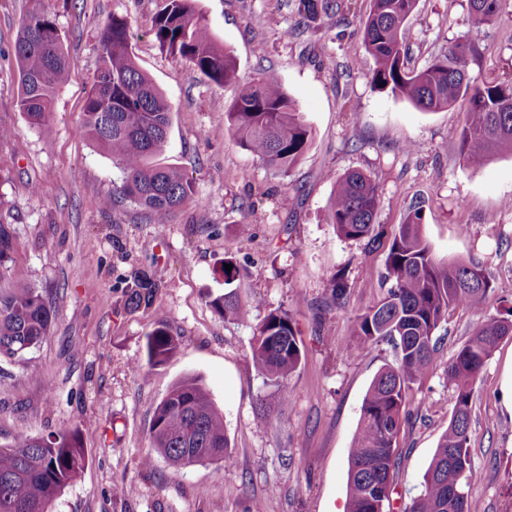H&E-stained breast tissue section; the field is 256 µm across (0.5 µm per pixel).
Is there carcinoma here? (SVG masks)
<instances>
[{
  "instance_id": "obj_1",
  "label": "carcinoma",
  "mask_w": 512,
  "mask_h": 512,
  "mask_svg": "<svg viewBox=\"0 0 512 512\" xmlns=\"http://www.w3.org/2000/svg\"><path fill=\"white\" fill-rule=\"evenodd\" d=\"M195 2L166 0L152 20V35L161 48L191 63L210 81L235 88L227 133L276 174L288 175L311 144V127L275 72L265 71L240 84L236 58L217 42ZM501 2L470 0L474 24L496 21ZM416 6L417 0H371L362 44L374 61L372 82L428 111L468 99L460 137V152L467 166H483L494 152H512V79L481 83L473 79L469 64L477 48L469 39L455 41L421 70L406 67L403 34ZM342 8L343 0H298L297 28H306L323 16L332 18ZM98 44L99 64L83 108L84 132L121 169L120 198L146 210L162 231L195 197L193 183L180 169L152 162L166 143L170 106L137 66L125 17L112 14L99 30ZM14 57L17 108L30 127L41 128L54 112L73 64L55 19L39 12L26 14L20 22ZM378 204L373 180L360 171H349L336 179L327 223L340 237L365 240L373 247L379 243L374 224ZM420 220L421 209L414 207L397 226L385 261V279L391 286L355 319L357 349L364 351L387 339L396 351V365L375 375L363 399L348 453L347 512H392V473L397 466L394 441L406 419L407 391L428 371L438 353L436 333L456 307L469 309L480 322L448 360L444 374L454 393L451 419L421 492L404 512H470L472 386L499 340L512 335V307L504 315L486 316L491 278L483 264L476 260L448 265L437 262L420 235ZM12 239L10 225L0 224V268H5L12 281L8 291L0 290V358L21 359L48 338L55 310L28 282L23 269L8 265ZM224 262L232 266L229 272L221 269L227 292L211 298L209 305L225 318L244 321L250 315V305L232 289L240 271L232 258L226 257ZM158 288L150 268H138L126 279L127 305L150 309L153 315L145 360L131 366L135 374L165 363L181 348L168 313L155 304ZM328 288L330 301L343 305L344 276L332 275ZM301 358L302 344L292 316L282 309L270 311L255 329L252 361L284 401L290 397L288 377ZM149 439L154 452L173 466L222 461L229 474H234L224 416L196 377L176 383L156 406ZM85 464L78 427L46 438L19 435L7 445L0 444V512H50L52 502Z\"/></svg>"
}]
</instances>
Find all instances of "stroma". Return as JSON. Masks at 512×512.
Returning a JSON list of instances; mask_svg holds the SVG:
<instances>
[{"label":"stroma","instance_id":"35a3bbf8","mask_svg":"<svg viewBox=\"0 0 512 512\" xmlns=\"http://www.w3.org/2000/svg\"><path fill=\"white\" fill-rule=\"evenodd\" d=\"M344 3L341 17L298 33V0H196L236 57L241 81L274 69L313 128L306 154L282 177L227 136L234 89L163 51L150 34L164 0H0V125L14 131L0 140V223L14 231L13 265L56 311L40 347L0 361V442L81 429L87 464L52 512H248L254 504L262 512H344L348 448L363 399L374 376L396 362L386 340L358 351L354 320L382 293L389 244L413 202L422 204L421 232L438 260H477L491 272L486 314L512 306V153L468 167L459 152L467 100L432 112L374 87V63L361 45L371 0ZM30 12L55 19L74 61L47 126L37 130L16 107L14 43ZM115 13L127 18L135 61L172 110L158 160L179 167L197 196L161 234L130 202L94 206L122 183L111 157L84 135L81 118L97 34ZM471 34L479 40L472 76L512 77V0H503L495 24L479 29L469 0H419L405 32L408 67H426ZM349 170L378 186L382 235L373 248L339 237L327 222L333 178ZM286 195L293 198L287 205ZM228 257L241 271L235 287L251 305L245 323L209 304L224 291ZM147 266L182 348L135 376L128 367L144 359L153 317L127 309L119 282ZM339 272L347 297L334 308L327 280ZM278 308L296 321L304 351L287 401L251 360L256 325ZM478 322L467 308L451 311L433 365L407 393L393 512L421 490L454 405L444 367ZM511 374L508 336L473 387L471 512H512V412L502 399ZM187 377L202 380L224 416L235 482H225L220 462L177 469L158 456L142 465L155 407Z\"/></svg>","mask_w":512,"mask_h":512}]
</instances>
